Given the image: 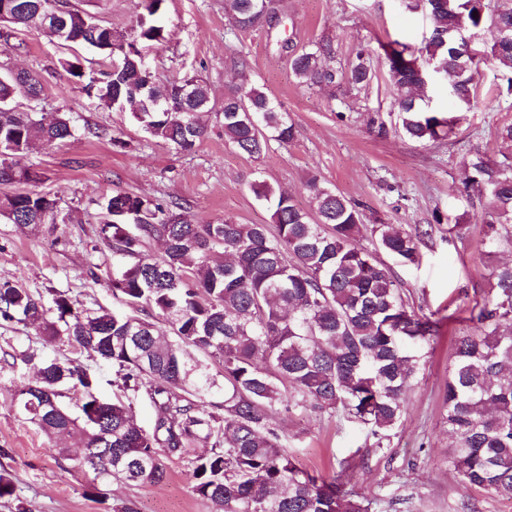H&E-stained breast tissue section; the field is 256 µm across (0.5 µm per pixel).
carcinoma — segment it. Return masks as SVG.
I'll return each mask as SVG.
<instances>
[{"label":"carcinoma","mask_w":512,"mask_h":512,"mask_svg":"<svg viewBox=\"0 0 512 512\" xmlns=\"http://www.w3.org/2000/svg\"><path fill=\"white\" fill-rule=\"evenodd\" d=\"M425 12L430 29L413 49L394 40L381 45L387 66L396 132L417 142H439L456 119L432 104L425 90L439 80L461 112L478 104L482 70L494 67V90L512 110V0H403ZM146 15L128 32L85 27L88 13L69 0H12L7 23L43 31L60 46L79 42L110 60L85 75L77 56L62 69L95 92L106 107L129 110L152 137L191 152L207 132L202 114L212 110L210 87L200 77L156 82L143 49L165 40L166 0H143ZM233 27L262 29L273 19L265 0H228ZM67 18V35L44 26L46 15ZM480 28L490 40L476 44L475 61L458 52L461 26ZM508 37H501V32ZM329 39L290 50L288 64L307 87L364 89L376 77L371 49L360 45L344 67L333 65ZM43 86L31 72L0 74V218L38 232L50 224L78 223L61 199L34 189L43 173L17 168L13 158L36 145L49 147L73 134L65 113L32 110ZM224 138L250 156L270 142L294 140L296 127L280 103L255 87L224 97ZM501 150L490 158L473 152L464 162L467 182L484 199L487 244H512V122L497 128ZM311 211L291 194L265 182L255 197L273 227L193 224L178 203L115 191L105 200L96 229L126 268L110 279L132 312L84 309L68 295L46 305L8 278H0V321L32 327L51 341L78 346L110 364L127 390L142 393L154 410L150 431L138 426L132 403L108 399L86 368L57 357L40 359L23 419L48 435H64L95 457L102 481L159 482L160 456L187 461L193 490L215 512H370L371 502L347 487L351 465L329 475L303 468L288 452L271 420L279 410L333 415L362 424L380 444L400 421L405 392L439 335L440 321L405 302L392 270L358 245L365 224L342 193L306 183ZM381 249L402 267L420 263L421 236L379 224ZM163 242L159 255L147 253ZM494 293L469 310V329L455 337L453 364L442 406L456 445L448 466L461 483L512 497V265L494 272ZM170 327L156 331L153 319ZM221 364L222 380L194 359ZM203 445L200 452L197 445Z\"/></svg>","instance_id":"cac0c4a2"}]
</instances>
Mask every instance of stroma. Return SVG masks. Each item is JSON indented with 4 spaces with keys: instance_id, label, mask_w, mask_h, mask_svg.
<instances>
[{
    "instance_id": "1",
    "label": "stroma",
    "mask_w": 512,
    "mask_h": 512,
    "mask_svg": "<svg viewBox=\"0 0 512 512\" xmlns=\"http://www.w3.org/2000/svg\"><path fill=\"white\" fill-rule=\"evenodd\" d=\"M98 24L117 31L134 26L142 0H71ZM273 29L232 27L225 0H167V39L148 49L146 63L156 81L194 74L210 84L213 112L207 133L193 152L153 138L130 116L107 108L59 66L67 50L36 29H15L0 37V73L25 69L44 86L43 112H65L80 125L74 137L17 157L21 167L40 169L44 190L57 193L61 206L77 210L81 221L54 231L30 233L0 219V277L30 291L66 293L83 308L124 310L106 286L118 261L97 238L101 206L113 191L173 200L198 223L234 217L243 224H266L269 211L255 198L254 181L288 191L309 208L305 189L315 175L359 203L367 226L359 243L387 261L372 226L394 224L423 234L422 262L394 266L404 299L417 312L435 314L440 336L407 391L405 412L383 444L344 414L297 410L279 414L274 425L305 469L323 475L360 453L345 479L372 501L371 512H512V500L464 487L448 465L452 441L442 419V391L453 361L452 343L466 330L471 299L491 293L493 272L512 262V246L490 251L485 245L482 202L466 185L468 152L495 155L496 127L512 120L491 93L494 73L485 70L478 106L460 113L454 133L438 144L400 137L390 110L386 64L379 44L398 40L420 46L427 15L411 14L400 0H279ZM331 39L335 61L344 65L358 45L374 48L376 77L366 89L341 93L308 88L294 78L282 40L305 46ZM273 94L296 126L288 144H271L258 158L239 153L224 139V96L243 85ZM380 114L386 134L370 123ZM99 128L85 135L83 125ZM462 217L468 229L449 239L447 224L434 215ZM63 356L97 373L107 397L132 400L136 420L150 429L153 410L146 399L123 390L110 365L77 347L47 341L34 329L0 322V471L14 483L0 498V512H113L122 504L136 512H213L193 489L186 462L163 457L161 482H100L79 460L80 451L23 420L14 403L34 369L26 354Z\"/></svg>"
}]
</instances>
